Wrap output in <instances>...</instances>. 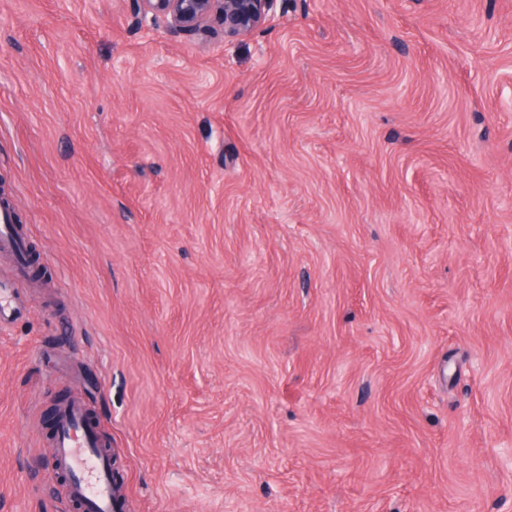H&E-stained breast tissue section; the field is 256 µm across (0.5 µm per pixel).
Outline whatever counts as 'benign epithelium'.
Returning <instances> with one entry per match:
<instances>
[{
  "instance_id": "1",
  "label": "benign epithelium",
  "mask_w": 512,
  "mask_h": 512,
  "mask_svg": "<svg viewBox=\"0 0 512 512\" xmlns=\"http://www.w3.org/2000/svg\"><path fill=\"white\" fill-rule=\"evenodd\" d=\"M142 18H164L170 27L193 31L220 16L224 37L253 34L270 18L274 0H137Z\"/></svg>"
}]
</instances>
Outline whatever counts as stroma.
<instances>
[{
	"mask_svg": "<svg viewBox=\"0 0 512 512\" xmlns=\"http://www.w3.org/2000/svg\"><path fill=\"white\" fill-rule=\"evenodd\" d=\"M273 14L0 0V512L63 394L131 512H512V0ZM275 0H137L143 19L164 18L170 27L193 31L219 15L228 38L253 34L270 18ZM15 226H0V253L13 256L15 266L11 277L0 275V325L11 323L22 311L23 284L28 277L26 265L34 276H41L42 270L36 266L31 247L26 251V265L19 257L20 239L12 229Z\"/></svg>",
	"mask_w": 512,
	"mask_h": 512,
	"instance_id": "obj_1",
	"label": "stroma"
}]
</instances>
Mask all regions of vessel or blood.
Listing matches in <instances>:
<instances>
[{
	"label": "vessel or blood",
	"instance_id": "1",
	"mask_svg": "<svg viewBox=\"0 0 512 512\" xmlns=\"http://www.w3.org/2000/svg\"><path fill=\"white\" fill-rule=\"evenodd\" d=\"M20 240L12 227L0 226V253L16 259L12 276L0 275V325L14 321L22 311L27 268L20 261ZM53 446L58 465L68 475L64 500L80 502L84 512H127L128 502L112 494V460L101 449L97 432L89 425L84 404L72 398L59 405Z\"/></svg>",
	"mask_w": 512,
	"mask_h": 512
}]
</instances>
